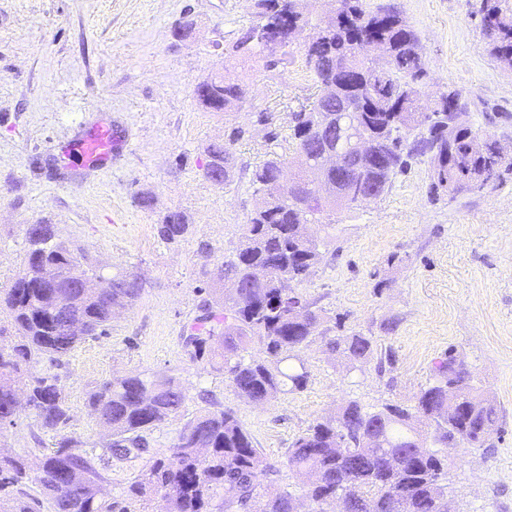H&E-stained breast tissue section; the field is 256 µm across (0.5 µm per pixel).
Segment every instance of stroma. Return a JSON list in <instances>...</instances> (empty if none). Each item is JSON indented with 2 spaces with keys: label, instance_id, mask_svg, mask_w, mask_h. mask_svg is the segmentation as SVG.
<instances>
[{
  "label": "stroma",
  "instance_id": "35a3bbf8",
  "mask_svg": "<svg viewBox=\"0 0 512 512\" xmlns=\"http://www.w3.org/2000/svg\"><path fill=\"white\" fill-rule=\"evenodd\" d=\"M396 2L419 35L432 86L457 89L477 125L512 113V71L488 53L482 0ZM187 14L194 36L176 41ZM250 21L248 0H0V290L22 274L24 227L39 222L104 272L143 281L108 334L79 344L60 370L68 435L92 443L105 433L86 405L90 390L116 376L165 372L180 378L187 413L211 393L265 458L282 460L294 438L341 404H413L434 362L451 352L499 422L489 447L449 451L450 510L512 512V180L451 199L432 190L421 157L383 198L333 214L332 229L312 226L322 259L296 290L321 324L298 354L309 373L304 390L260 407L185 356L181 336L198 313V290L232 254L258 200L248 171L273 151L293 160L290 114L314 93L298 51L275 68L225 57ZM214 74L245 85L241 111L198 107L193 90ZM256 110L271 113L277 141L252 126ZM100 125L120 140L109 167L63 157L62 147ZM238 127L244 137L230 141ZM214 142L230 143L236 158L221 187L203 174ZM140 192L152 195V209L137 206ZM171 211L192 226L176 244L155 231ZM204 243L209 253L200 252ZM353 332L376 341L373 360L356 367L324 347L326 337ZM182 424L178 417L155 431L148 456L113 461L105 492L117 493L147 457L168 454Z\"/></svg>",
  "mask_w": 512,
  "mask_h": 512
}]
</instances>
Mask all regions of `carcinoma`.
Returning <instances> with one entry per match:
<instances>
[{
    "instance_id": "obj_1",
    "label": "carcinoma",
    "mask_w": 512,
    "mask_h": 512,
    "mask_svg": "<svg viewBox=\"0 0 512 512\" xmlns=\"http://www.w3.org/2000/svg\"><path fill=\"white\" fill-rule=\"evenodd\" d=\"M252 22L241 28L229 54L263 53L260 23L276 15L278 0H249ZM333 27L300 14L297 44L313 76L312 101L292 113V139L298 173L275 197L262 200L245 225L239 245L218 269L228 288H200L198 315L186 330L188 360L205 363L224 376L237 396L256 405L271 404L286 391L308 384L304 366L292 361L312 342L319 316L292 288L319 263L322 253L307 225L320 224L335 209L350 211L360 187L378 197L388 190L410 160L428 157L433 189L457 195L475 182L500 184L512 177V162L496 169L492 136L471 120L452 121L467 112L466 104L448 100L441 90L431 100L436 123L417 127L419 92L430 84L416 30L394 0L369 10L365 0H338ZM482 14L497 15L496 29L485 36L490 54L512 68V5L509 0H483ZM376 40L388 48V59L358 54L356 45ZM194 98L206 112L243 109L246 89L222 76L202 80ZM351 116L362 131L378 139V155L361 154L350 144L348 128L336 114ZM336 150L344 155L345 177L325 165ZM204 176L216 186L227 180L225 168L235 165L230 145L207 148ZM285 159L277 154L252 170L256 190L276 180ZM319 180L329 195L310 201L304 185ZM158 237L176 244L190 233L180 212L156 225ZM27 261L11 288L0 292V312L8 313L13 341L0 345V430L16 424L17 384L24 381L34 426L57 438L56 447H35L41 458L35 474L26 459L0 456V512H133L159 498L165 512H296L297 496L280 486L281 468L261 456L236 413L221 405L196 411L174 438L168 455L150 459L112 497L102 484L112 481V459L137 458L150 448L153 433L184 415L188 397L180 380L166 373L116 377L89 393L87 406L108 430L99 442L87 444L65 434L70 406L60 375L41 373L47 358L60 368L63 360L87 338L107 335L114 313L141 295L142 282L127 273L111 276L105 288H66L45 279L51 269L73 263L97 275L79 246L58 238L53 224L24 228ZM64 290L63 309L46 304L48 295ZM303 309L296 317L292 309ZM257 342L262 357L246 355ZM330 354L352 365L374 353L370 336L355 333L324 340ZM411 405L387 403L369 411L355 401L340 406L298 435L288 448L286 467L297 479L314 512H328L326 503L340 493L345 512H448L444 480L448 451L460 444L483 448L496 430L499 413L470 384V374L453 352L431 370Z\"/></svg>"
}]
</instances>
